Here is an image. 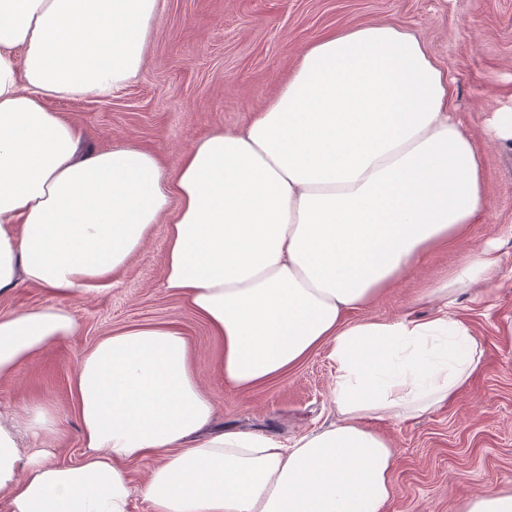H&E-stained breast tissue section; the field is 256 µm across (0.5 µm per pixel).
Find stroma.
<instances>
[{"mask_svg":"<svg viewBox=\"0 0 512 512\" xmlns=\"http://www.w3.org/2000/svg\"><path fill=\"white\" fill-rule=\"evenodd\" d=\"M370 22L416 32L447 69L451 105L477 145L488 203L466 237L431 254L366 315L431 318L439 309L431 289L469 255L495 241L502 256L487 288L457 290L448 308L470 323L482 350L466 387L419 417L375 423L398 455L385 512H462L483 493L512 490V147L491 128L495 113L512 110V0H167L134 82L108 98L52 99L48 106L83 128L84 147L129 139L171 170L201 136L244 127L322 35ZM166 248L167 227L155 225L121 274L72 301L80 334L0 380V413L23 420L34 407L52 409L55 424L40 443L55 450L57 462H76L82 448L69 387L82 355L112 329L174 320L213 399L217 426L293 440L334 422L336 372L325 347L273 383L225 390L216 372L220 341L163 286Z\"/></svg>","mask_w":512,"mask_h":512,"instance_id":"1","label":"stroma"}]
</instances>
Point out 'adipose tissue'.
<instances>
[{
    "instance_id": "ef3b65f1",
    "label": "adipose tissue",
    "mask_w": 512,
    "mask_h": 512,
    "mask_svg": "<svg viewBox=\"0 0 512 512\" xmlns=\"http://www.w3.org/2000/svg\"><path fill=\"white\" fill-rule=\"evenodd\" d=\"M164 0H0V379L78 326L68 306L167 226L163 286L221 337L227 389L248 391L321 347L337 419L284 444L216 427L174 323L112 330L81 358L78 462L50 461L38 406L0 424L6 512H130L146 464L151 512H385L396 450L374 420L446 405L476 371L467 324L360 317L486 209L480 157L447 72L386 23L314 42L242 129L216 130L167 170L131 141L84 151L52 97H107L135 79ZM50 302V298L36 289H23L8 299H0V309L12 307H40ZM145 468L141 465L131 466L132 496L130 512H151L149 504L144 500L141 492Z\"/></svg>"
}]
</instances>
